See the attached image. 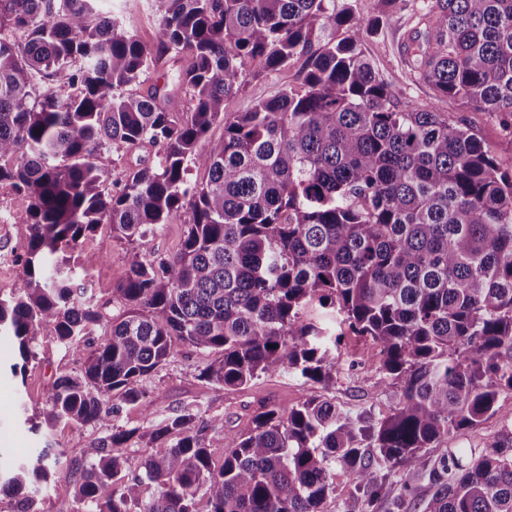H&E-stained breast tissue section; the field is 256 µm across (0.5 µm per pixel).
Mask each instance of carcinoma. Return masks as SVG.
<instances>
[{
	"label": "carcinoma",
	"mask_w": 512,
	"mask_h": 512,
	"mask_svg": "<svg viewBox=\"0 0 512 512\" xmlns=\"http://www.w3.org/2000/svg\"><path fill=\"white\" fill-rule=\"evenodd\" d=\"M100 2L0 0V184L28 199L16 223L30 225L0 337L26 362L42 325L65 344L106 325L80 372L54 380L45 424L151 416L139 382L180 343L217 354L199 378L219 387L280 370L327 384L345 326L379 347L397 402L380 419L316 396L263 403L248 433L213 440L185 408L143 433L161 451L131 478L122 445L138 429L114 427L74 502L197 512L203 488L209 512H322L340 468L361 512L395 483L389 512H407L422 482L423 512H512L511 429L481 451L424 453L512 391V174L463 121L396 100L364 50L394 16L356 0H157L147 44ZM409 24L413 81L501 114L512 144V0H413ZM302 57L299 85L226 113ZM168 65L172 85L143 88ZM141 149L113 177L112 155ZM175 220L181 249L147 259V236ZM101 224L131 247L114 289L125 317L107 323L71 264ZM55 464L41 448L0 470L9 512H39Z\"/></svg>",
	"instance_id": "cac0c4a2"
}]
</instances>
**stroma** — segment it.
Here are the masks:
<instances>
[{
  "label": "stroma",
  "instance_id": "1",
  "mask_svg": "<svg viewBox=\"0 0 512 512\" xmlns=\"http://www.w3.org/2000/svg\"><path fill=\"white\" fill-rule=\"evenodd\" d=\"M102 8L122 14L143 41L152 42L157 26L155 0H103ZM403 32L399 24L383 28L367 38L365 47L396 98L431 103L429 88L412 83L409 78L400 52ZM302 67V62L297 61L287 69L251 81L228 101L227 113L246 111L256 102L271 98L282 87L299 84ZM439 108L452 118L464 119L493 149L501 169L512 172V144L503 136L500 115L444 101ZM27 238V225L0 224V296H9L17 286L21 274L17 257L22 254ZM81 253L96 259L90 279L98 303L103 304L108 318H119L124 309L114 301L112 291L125 279L128 270L124 242L115 237L111 225L102 224L83 241ZM34 351L36 356L25 363L23 374L15 376L10 366L20 361L17 347L7 341L0 343V466H11L35 448L52 449L58 464L49 484L42 489L43 512H69L73 508L76 483L97 461L101 439L116 425L144 428L149 422H160L191 407L198 410L202 420L217 418L223 421L225 430L241 433L249 429L252 417L264 403L296 404L317 396L345 410L368 411L381 418L390 413L396 402L394 390L378 382L377 345L351 333L338 351L340 369L326 385L292 371H280L260 376L243 390L224 389L199 378L200 371L213 361V353L181 345L174 357L140 382L141 390L154 400L151 419H144L138 408L127 407L110 426L79 428L61 423L52 428L41 427L34 433L28 420L39 415L54 379L78 372L86 357L85 351L60 344L53 328L46 325L37 333ZM511 424L512 393L505 391L499 396L497 412L484 417L477 432L458 431L428 449L427 454L435 458L449 448L488 447Z\"/></svg>",
  "mask_w": 512,
  "mask_h": 512
}]
</instances>
